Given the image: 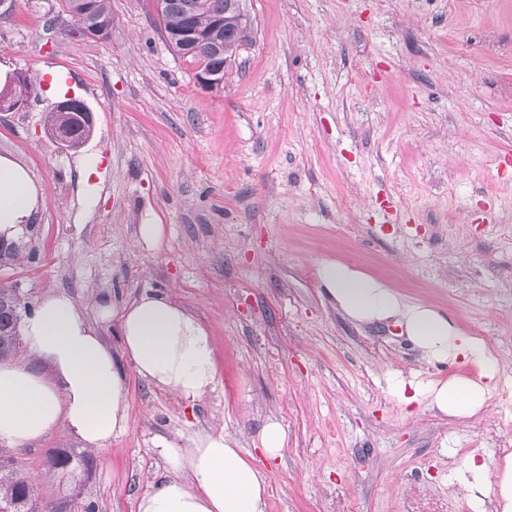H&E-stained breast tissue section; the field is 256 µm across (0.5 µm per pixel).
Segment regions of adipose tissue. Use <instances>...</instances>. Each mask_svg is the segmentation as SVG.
Listing matches in <instances>:
<instances>
[{"label": "adipose tissue", "mask_w": 512, "mask_h": 512, "mask_svg": "<svg viewBox=\"0 0 512 512\" xmlns=\"http://www.w3.org/2000/svg\"><path fill=\"white\" fill-rule=\"evenodd\" d=\"M44 204L38 180L19 161L0 155V237H17ZM328 297L352 322L398 319L410 343L430 363L469 365L475 375L427 382L393 379L390 391L403 405L425 404L455 421L481 416L499 388L497 358L480 337L447 315L419 303L404 305L383 281L334 260L317 264ZM123 349L147 382L193 401L212 388L217 366L204 325L171 298L147 293L117 315ZM28 358L0 361V445L18 448L65 426L90 448L102 447L127 426V386L111 350L63 293L43 296L22 326ZM160 454L191 482L160 481L137 503V512H265L264 472L230 434L191 437L188 449L162 440ZM472 512L494 499L512 512V454L495 469L469 461L452 472Z\"/></svg>", "instance_id": "obj_1"}]
</instances>
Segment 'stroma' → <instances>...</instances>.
Returning a JSON list of instances; mask_svg holds the SVG:
<instances>
[{
    "label": "stroma",
    "instance_id": "obj_1",
    "mask_svg": "<svg viewBox=\"0 0 512 512\" xmlns=\"http://www.w3.org/2000/svg\"><path fill=\"white\" fill-rule=\"evenodd\" d=\"M256 35L201 88L196 66L166 44L153 0H112L109 39L74 35L62 0H16L0 20V60L29 84L0 110V155L39 179L45 204L15 242L0 286L28 305L69 295L128 383V427L102 448L65 427L0 450L35 507L136 512L173 471L155 444L197 431L236 435L267 480L266 512H472L451 472L494 464L512 447V0H245ZM68 67L92 110L91 136L52 137L56 98L43 73ZM109 165L86 206L77 159ZM392 198L397 222L379 200ZM165 229L146 247V220ZM382 279L482 337L500 387L460 424L407 413L398 373L459 372L426 363L394 324H357L324 295L319 260ZM169 295L207 328L215 385L195 401L140 378L124 355L121 309ZM288 435L267 459L268 417ZM93 461L77 481L49 452Z\"/></svg>",
    "mask_w": 512,
    "mask_h": 512
}]
</instances>
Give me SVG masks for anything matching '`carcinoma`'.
I'll use <instances>...</instances> for the list:
<instances>
[{
    "instance_id": "obj_1",
    "label": "carcinoma",
    "mask_w": 512,
    "mask_h": 512,
    "mask_svg": "<svg viewBox=\"0 0 512 512\" xmlns=\"http://www.w3.org/2000/svg\"><path fill=\"white\" fill-rule=\"evenodd\" d=\"M64 7L75 20V29L89 31L112 30L111 0H63ZM187 18L194 19L197 26L210 36V48L196 52L177 40L171 44L173 51L198 64L204 63L209 72L224 71V57H233L240 48L253 42L254 26L251 19L239 21L237 16H224V0H164L162 16L159 17L165 30L181 27ZM22 307L8 288H0V357L14 356L19 349V325ZM49 463L54 468L88 469L89 462L83 458L54 452ZM0 512H34L30 486L16 471L0 460Z\"/></svg>"
}]
</instances>
